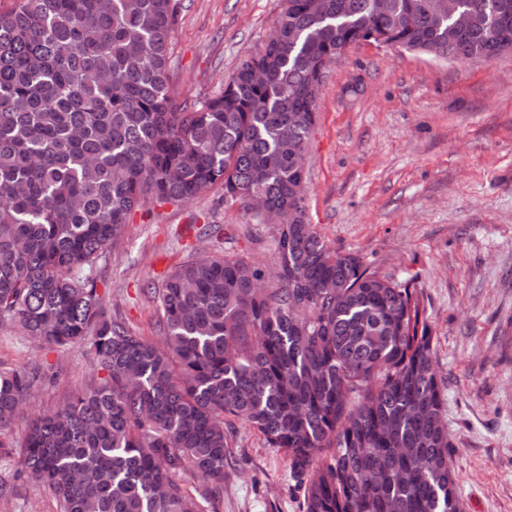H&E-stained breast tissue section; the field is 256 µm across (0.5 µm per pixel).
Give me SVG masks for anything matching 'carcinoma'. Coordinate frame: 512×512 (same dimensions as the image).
I'll use <instances>...</instances> for the list:
<instances>
[{
  "label": "carcinoma",
  "instance_id": "obj_1",
  "mask_svg": "<svg viewBox=\"0 0 512 512\" xmlns=\"http://www.w3.org/2000/svg\"><path fill=\"white\" fill-rule=\"evenodd\" d=\"M282 2L262 49L193 103L168 75L178 0L0 13V325L86 344L103 372L23 439L19 472L58 512H217L240 421L307 476L303 512H463L418 291L317 234L295 160L325 63L364 42L492 59L512 51V0ZM216 185L281 211L282 287L242 259L192 258L159 292V347L106 315L95 267L147 199ZM44 378L0 371V427Z\"/></svg>",
  "mask_w": 512,
  "mask_h": 512
}]
</instances>
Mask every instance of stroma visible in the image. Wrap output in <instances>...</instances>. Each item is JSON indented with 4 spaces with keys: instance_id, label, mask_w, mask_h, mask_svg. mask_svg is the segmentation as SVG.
<instances>
[{
    "instance_id": "stroma-1",
    "label": "stroma",
    "mask_w": 512,
    "mask_h": 512,
    "mask_svg": "<svg viewBox=\"0 0 512 512\" xmlns=\"http://www.w3.org/2000/svg\"><path fill=\"white\" fill-rule=\"evenodd\" d=\"M281 0H180L171 39L177 101L218 94L272 31ZM307 220L380 275L414 282L444 385L450 463L464 512H512V53L458 63L362 43L330 64L307 148ZM205 224L220 228L203 238ZM201 255L274 269L273 225L214 186L177 204L147 201L95 269L107 315L159 341L153 290ZM48 377L1 433L0 512H57L17 478L31 422L101 376L89 347L63 351L0 327V369ZM220 512H302L287 456L237 424Z\"/></svg>"
}]
</instances>
